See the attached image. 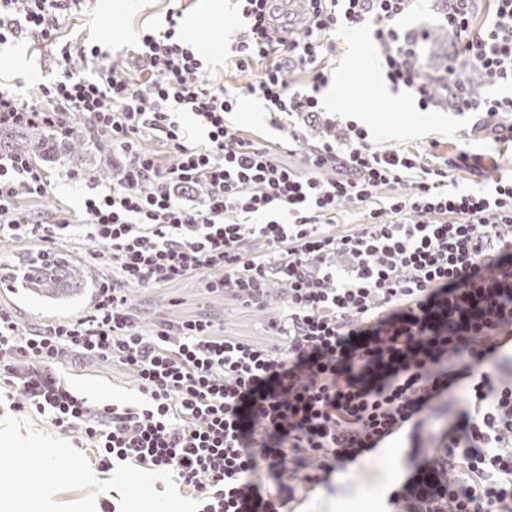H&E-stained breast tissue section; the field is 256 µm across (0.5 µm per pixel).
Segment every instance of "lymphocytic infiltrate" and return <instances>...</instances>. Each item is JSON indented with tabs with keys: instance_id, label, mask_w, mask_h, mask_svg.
<instances>
[{
	"instance_id": "1",
	"label": "lymphocytic infiltrate",
	"mask_w": 512,
	"mask_h": 512,
	"mask_svg": "<svg viewBox=\"0 0 512 512\" xmlns=\"http://www.w3.org/2000/svg\"><path fill=\"white\" fill-rule=\"evenodd\" d=\"M493 2L479 23L474 0H448L445 26L487 85L512 86V0ZM277 4L236 0L243 26L227 63L254 73L241 87L200 79L202 62L171 10L164 29L143 33L138 74L103 66L100 46L76 55L59 46L58 77L38 97L0 92V130L40 126L64 139L80 114L123 169L117 185L85 199L82 215L56 218L17 205L47 194L48 171L23 151H0V240L65 244L102 269L79 317L25 332L0 306V382L21 396L9 408L79 432L102 472H171L199 512H282L295 497L282 481L287 466L316 486L395 437L420 444L426 421L448 418L441 463L472 482L449 483L447 512H512V379L500 372L512 345L497 341L512 328V179L456 190L453 171L483 172L484 154L462 149L427 168L353 121L298 167L241 136L227 116L254 97L285 144L298 142L287 117L322 118L324 52L340 28L367 20L385 79L420 109L432 103L409 62L424 35L402 25L422 0H301L288 26ZM72 6L0 0V43L31 33L59 45ZM292 69L310 83L292 86ZM178 108L198 119L202 143L191 142ZM458 109L492 122L494 141L512 136L511 95L464 96ZM149 133L166 154L142 146ZM387 186L394 194L382 195ZM348 212L361 228L331 234ZM204 276L250 306L279 286L287 304L268 331L284 347L221 334L206 317L139 327L129 289ZM79 359L121 365L139 399L91 400L67 377ZM262 471L277 480L276 497L260 495Z\"/></svg>"
}]
</instances>
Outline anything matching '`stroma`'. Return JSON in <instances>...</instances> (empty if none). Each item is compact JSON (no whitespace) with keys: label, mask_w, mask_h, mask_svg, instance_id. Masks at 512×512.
<instances>
[{"label":"stroma","mask_w":512,"mask_h":512,"mask_svg":"<svg viewBox=\"0 0 512 512\" xmlns=\"http://www.w3.org/2000/svg\"><path fill=\"white\" fill-rule=\"evenodd\" d=\"M183 32L203 56V80L226 87L250 82L249 73L224 65V46L239 34L240 21L232 0H182ZM169 0H82L68 11L60 31L61 43L78 47L102 43L109 48V59L118 65L135 68L132 55L142 30L164 24ZM55 48L33 40L0 47V89L31 99L55 74ZM325 63L330 70L329 82L320 92L327 111L339 120H353L366 127L380 144L420 152L425 164L438 165L440 157L462 147L484 148L488 133L476 125L471 114L456 111L452 100L436 95L437 106L421 111L404 91L394 89L384 79L378 66L376 44L368 29L338 37L335 50ZM242 136L279 142L281 133L269 123L263 103L244 97L230 116ZM34 154L52 175L51 189L45 197H21L25 210L49 211L65 215L80 211L90 195L89 183L74 182L66 170L78 169L95 175L101 188L112 184V145L107 139L80 137V150L68 159L47 132H26ZM129 304L143 330L153 329L161 318L184 320L206 315L219 323L226 335L240 336L266 345H276V337L266 335L269 318L279 315L284 306L282 296H274L264 310L224 301L208 291L207 278L190 279L168 287L131 289ZM16 310L24 329L33 330L44 323L79 315L76 307L42 312L31 300H20L0 288V305ZM70 380L90 398L109 401L134 398L137 391L132 376L122 367L87 361L74 365ZM437 452L432 448L412 447L406 438L392 446L378 449L356 462L336 469L328 483L315 488L300 486L293 512H379L378 494L382 480H390L396 502L390 512H406L407 499L421 471L429 469Z\"/></svg>","instance_id":"stroma-1"}]
</instances>
